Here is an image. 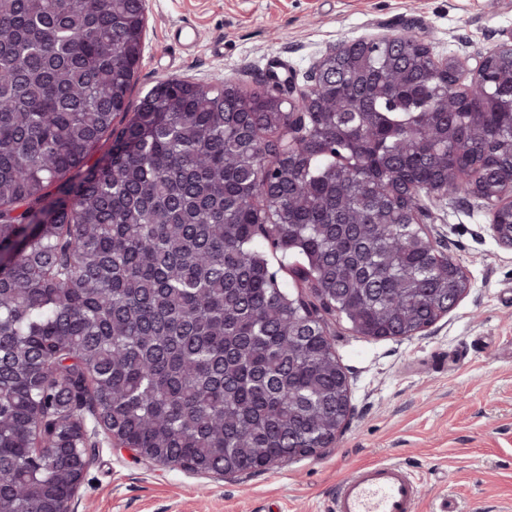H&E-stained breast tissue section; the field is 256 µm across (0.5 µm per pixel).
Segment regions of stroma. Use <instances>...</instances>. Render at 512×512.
<instances>
[{
    "label": "stroma",
    "instance_id": "stroma-1",
    "mask_svg": "<svg viewBox=\"0 0 512 512\" xmlns=\"http://www.w3.org/2000/svg\"><path fill=\"white\" fill-rule=\"evenodd\" d=\"M146 14L135 101L171 77L256 91L271 74H304L330 45L382 30L413 29L439 56H478L512 29V0H147ZM187 24L199 31L189 52L172 37ZM426 208V231L471 287L412 337L375 340L330 321L352 405L335 447L224 477L154 465L101 435L75 512H334L340 479L382 460L419 476L416 512H512V249L475 202Z\"/></svg>",
    "mask_w": 512,
    "mask_h": 512
}]
</instances>
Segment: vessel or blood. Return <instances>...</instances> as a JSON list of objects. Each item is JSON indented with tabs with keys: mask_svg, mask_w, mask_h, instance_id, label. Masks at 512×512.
<instances>
[{
	"mask_svg": "<svg viewBox=\"0 0 512 512\" xmlns=\"http://www.w3.org/2000/svg\"><path fill=\"white\" fill-rule=\"evenodd\" d=\"M419 485L411 471L391 461L373 462L340 481L336 512H415Z\"/></svg>",
	"mask_w": 512,
	"mask_h": 512,
	"instance_id": "1",
	"label": "vessel or blood"
}]
</instances>
